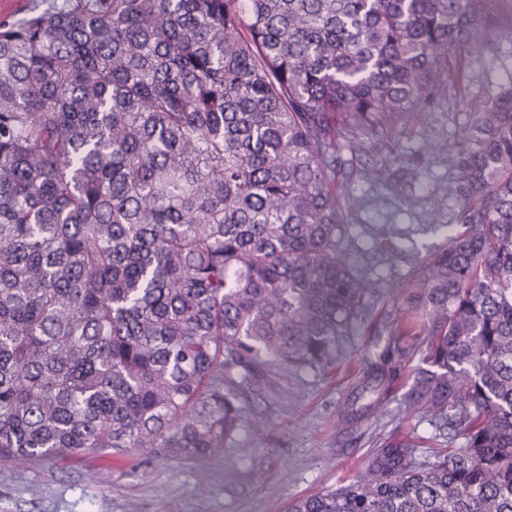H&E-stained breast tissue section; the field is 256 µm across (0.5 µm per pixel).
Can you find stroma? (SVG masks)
Returning a JSON list of instances; mask_svg holds the SVG:
<instances>
[{
    "mask_svg": "<svg viewBox=\"0 0 512 512\" xmlns=\"http://www.w3.org/2000/svg\"><path fill=\"white\" fill-rule=\"evenodd\" d=\"M482 42L464 50L463 80H448L428 101L392 125L337 138L336 189L350 240L347 260L375 280V317L396 318L413 266L444 239L430 223L451 224L460 206L452 159L471 114L512 80V0H486ZM385 169L373 179L371 169ZM392 236L395 250L379 249ZM367 318L337 342L341 358L379 352L386 336L367 332ZM246 421L223 454L199 462L130 453L113 463L91 453L66 462L0 463V512H288L311 493L354 482L393 435L416 441L419 459L462 447L460 431L407 407L404 390L362 420L341 426L340 409L357 378L337 369L293 367L274 373L232 370ZM266 426L263 443L254 422Z\"/></svg>",
    "mask_w": 512,
    "mask_h": 512,
    "instance_id": "obj_1",
    "label": "stroma"
}]
</instances>
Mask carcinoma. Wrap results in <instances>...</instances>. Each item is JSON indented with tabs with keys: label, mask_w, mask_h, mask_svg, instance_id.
Instances as JSON below:
<instances>
[{
	"label": "carcinoma",
	"mask_w": 512,
	"mask_h": 512,
	"mask_svg": "<svg viewBox=\"0 0 512 512\" xmlns=\"http://www.w3.org/2000/svg\"><path fill=\"white\" fill-rule=\"evenodd\" d=\"M484 0H63L0 23V462L224 452V378L316 366L368 311L331 151L482 38ZM446 243L340 414L405 394L465 444L395 440L290 512H512V81L454 161Z\"/></svg>",
	"instance_id": "cac0c4a2"
}]
</instances>
